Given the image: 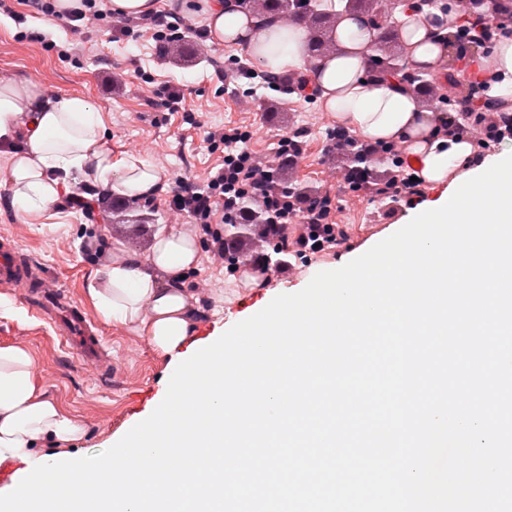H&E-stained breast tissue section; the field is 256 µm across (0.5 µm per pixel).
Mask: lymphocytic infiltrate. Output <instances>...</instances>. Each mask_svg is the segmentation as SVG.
<instances>
[{
    "label": "lymphocytic infiltrate",
    "mask_w": 512,
    "mask_h": 512,
    "mask_svg": "<svg viewBox=\"0 0 512 512\" xmlns=\"http://www.w3.org/2000/svg\"><path fill=\"white\" fill-rule=\"evenodd\" d=\"M466 41L458 47L459 59H466L471 47H486L495 36L512 33V18L489 17L481 13L467 14L461 24ZM466 95L453 97L454 115L451 124L455 133L465 135L476 143L512 140V113L493 112L483 99L486 83L479 73L464 75ZM250 131L239 127L225 129L219 136L224 146V160L205 186L188 177L175 181L176 188L169 208L177 215L194 219L203 234L210 237L217 253H224L227 243L221 225L234 222L242 201L258 204L267 214L269 223L280 226L298 225L293 240H281L282 249L304 254L329 253L341 244L346 233L332 220L330 195L299 202L287 192L275 187L270 164L257 163L247 143ZM383 152L397 156L399 172L375 190L377 199L405 197L419 202L424 198L420 181L414 180L413 169L406 159L397 155L395 144H386Z\"/></svg>",
    "instance_id": "lymphocytic-infiltrate-1"
}]
</instances>
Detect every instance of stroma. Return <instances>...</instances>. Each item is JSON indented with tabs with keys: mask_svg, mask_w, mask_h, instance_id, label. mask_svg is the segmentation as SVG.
I'll list each match as a JSON object with an SVG mask.
<instances>
[{
	"mask_svg": "<svg viewBox=\"0 0 512 512\" xmlns=\"http://www.w3.org/2000/svg\"><path fill=\"white\" fill-rule=\"evenodd\" d=\"M211 2L157 0V13L181 32L185 55L175 59L148 25H140L135 40L106 22L73 30L39 12L34 0H7L8 12L0 11V82L32 80L48 96L87 99L105 123L114 158L136 156L162 168L167 178L187 175L201 185L223 156L212 149L208 132L248 127L253 133L249 147L263 161L275 160L282 135L297 134L300 154L292 180L334 196L333 220L342 225L347 240L336 253L309 259L256 243L249 255L270 257L274 271L253 281L214 261L209 241L193 221L172 219L166 196L132 200L104 194L89 214L64 202L28 215L7 203L8 191L0 187V246L15 244L48 288L88 313L92 331L112 348L114 366L95 373L62 344L52 324L22 302L18 291L0 287V346L28 349L48 397L85 430L79 441L63 448L71 459L108 450L146 419L164 399L176 359L190 358L276 296L301 291L316 273L340 268L367 252L417 212L402 200L371 201L366 192L337 181L345 162L328 138L334 118L321 110L318 98L285 92L287 75H279L276 85L263 83L260 65L245 48L210 44L204 19ZM171 93L184 96V110L162 107ZM162 229L195 233L200 249L198 266L186 275L187 286L195 290L198 334L175 357L156 350L135 329L104 321L87 291L91 270L107 258L113 242L144 255Z\"/></svg>",
	"mask_w": 512,
	"mask_h": 512,
	"instance_id": "obj_1",
	"label": "stroma"
}]
</instances>
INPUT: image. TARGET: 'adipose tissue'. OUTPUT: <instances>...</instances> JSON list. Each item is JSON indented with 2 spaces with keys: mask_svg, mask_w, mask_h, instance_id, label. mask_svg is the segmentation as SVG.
<instances>
[{
  "mask_svg": "<svg viewBox=\"0 0 512 512\" xmlns=\"http://www.w3.org/2000/svg\"><path fill=\"white\" fill-rule=\"evenodd\" d=\"M453 25L449 13L413 6L401 13L399 43L411 70H437L447 62L445 37ZM205 26L211 43L245 47L270 75L313 63L311 77L323 111L367 143L406 146L421 181L444 184L468 172L475 144L444 133L447 113L425 108L408 82L376 70V32L366 16L342 13L332 32L335 52L317 59L305 29L250 13L239 0H215ZM485 77L492 103L512 102V40L495 45ZM0 143L16 146L7 156L5 182L10 205L26 214L59 204L76 179L92 193L135 200L158 195L167 186L163 172L145 160H113L105 125L84 98H47L33 81L0 83ZM198 259V243L185 231L159 232L145 256L118 242L111 258L92 271L88 292L105 321L132 326L171 354L194 332V298L181 277ZM82 433V426L45 396L28 350L0 346V461L19 460L45 470L59 480L63 498L87 500L94 488L73 464L39 452L42 445L70 443Z\"/></svg>",
  "mask_w": 512,
  "mask_h": 512,
  "instance_id": "obj_1",
  "label": "adipose tissue"
}]
</instances>
